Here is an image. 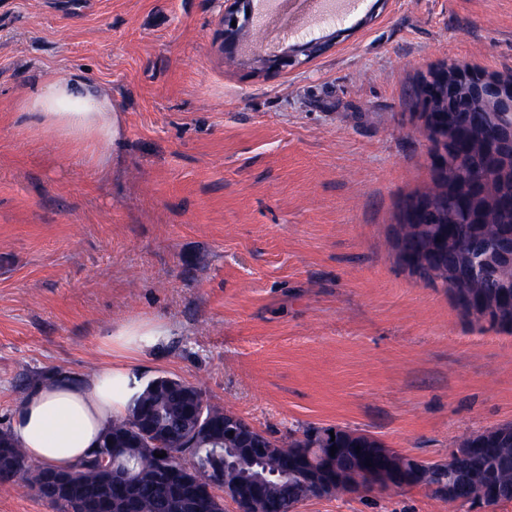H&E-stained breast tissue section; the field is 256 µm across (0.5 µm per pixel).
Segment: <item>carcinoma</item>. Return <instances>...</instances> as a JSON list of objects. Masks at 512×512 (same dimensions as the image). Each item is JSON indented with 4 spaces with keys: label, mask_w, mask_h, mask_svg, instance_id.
Instances as JSON below:
<instances>
[{
    "label": "carcinoma",
    "mask_w": 512,
    "mask_h": 512,
    "mask_svg": "<svg viewBox=\"0 0 512 512\" xmlns=\"http://www.w3.org/2000/svg\"><path fill=\"white\" fill-rule=\"evenodd\" d=\"M487 136L488 131L473 121L459 126L456 141L462 161L425 194L438 205L448 181L470 184L477 171L484 183L473 195L484 222L468 224L458 210L446 213L438 207L434 223L406 224L398 240L400 246H415L426 261L412 273L446 288L454 301L465 290L488 300L512 288V263H500L492 270L475 266L488 236L512 231V210L501 207V201L512 194V158L490 160ZM233 420L260 434L244 418L212 402L201 387L159 375L147 381L128 414L112 420L97 448L71 469L75 479L63 498L41 495L46 467L30 463L11 430L0 429V491L23 484L55 512H77L87 499L104 504L106 512H129L132 502L137 512H224V493H231V501L245 507L249 492L242 480L261 479L269 489L259 503L260 512H295L299 503L322 494L308 483L297 460L319 464L325 449L332 446L380 447V442L363 433L310 428L303 437L283 443L267 437V457L231 466L224 464V444L211 442V437L217 433L228 438L226 424ZM156 452L166 456L158 458ZM452 455L451 464H429L410 485L423 487L445 502L438 484L448 475L462 505L477 504L482 487L495 492L494 505L512 502L511 424L464 438ZM200 477L218 481L216 491L204 498L197 484Z\"/></svg>",
    "instance_id": "obj_1"
}]
</instances>
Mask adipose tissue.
<instances>
[{
  "label": "adipose tissue",
  "mask_w": 512,
  "mask_h": 512,
  "mask_svg": "<svg viewBox=\"0 0 512 512\" xmlns=\"http://www.w3.org/2000/svg\"><path fill=\"white\" fill-rule=\"evenodd\" d=\"M17 111L25 125L74 143L92 158L100 171L110 167L102 147L121 134L112 96L72 69L43 74L29 86ZM171 334L162 318H133L118 323L105 342L127 352L128 363L104 365L83 381L50 378L19 401L11 430L34 462L66 469L79 463L96 446L103 428L126 414L141 385L136 360L156 352Z\"/></svg>",
  "instance_id": "adipose-tissue-1"
}]
</instances>
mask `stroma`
<instances>
[{"mask_svg":"<svg viewBox=\"0 0 512 512\" xmlns=\"http://www.w3.org/2000/svg\"><path fill=\"white\" fill-rule=\"evenodd\" d=\"M224 0H0V428L34 384L90 377L114 323L170 321L139 360L284 442L368 434L440 461L512 424V333L465 319L401 263L435 172L415 92L431 66L512 75V0H364L333 45L268 75L224 53ZM75 69L122 133L102 176L16 118ZM297 512H468L419 486Z\"/></svg>","mask_w":512,"mask_h":512,"instance_id":"35a3bbf8","label":"stroma"}]
</instances>
